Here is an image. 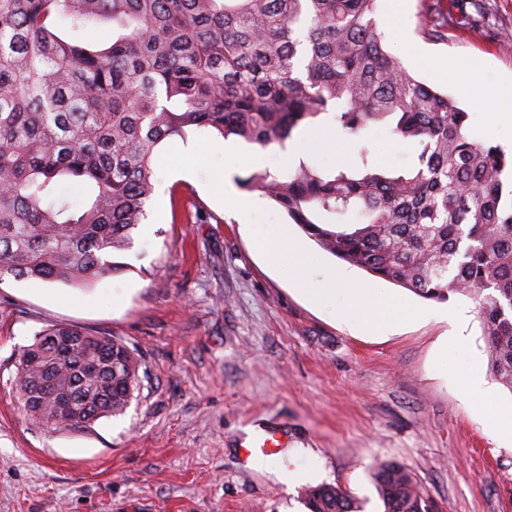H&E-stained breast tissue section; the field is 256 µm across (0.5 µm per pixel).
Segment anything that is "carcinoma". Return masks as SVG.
<instances>
[{
	"mask_svg": "<svg viewBox=\"0 0 512 512\" xmlns=\"http://www.w3.org/2000/svg\"><path fill=\"white\" fill-rule=\"evenodd\" d=\"M378 2L0 0V284L86 286L122 271L166 140L205 128L282 148L306 127L350 140L355 163L301 161L239 186L343 262L426 300L473 299L512 392V153L473 139L469 113L387 51ZM421 2L438 17L428 34L444 37L447 0ZM104 23L112 43L100 47L88 34ZM326 113L332 129L316 124ZM373 128L414 143L412 166L378 165ZM66 183L85 189L81 207ZM141 366L125 342L57 324L18 354L15 394L34 421L86 428L125 412ZM372 481L383 512H434L402 464ZM301 499L309 512H363L339 486Z\"/></svg>",
	"mask_w": 512,
	"mask_h": 512,
	"instance_id": "1",
	"label": "carcinoma"
}]
</instances>
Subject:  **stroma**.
<instances>
[{"label": "stroma", "mask_w": 512, "mask_h": 512, "mask_svg": "<svg viewBox=\"0 0 512 512\" xmlns=\"http://www.w3.org/2000/svg\"><path fill=\"white\" fill-rule=\"evenodd\" d=\"M457 3L464 15L441 41L424 36L420 0H381L378 26L417 79L470 113L472 138L511 149L512 0ZM487 57L477 99L470 72ZM367 139L382 165H411L412 144L380 128ZM228 145L239 177L289 163L279 148L191 130L162 149L127 270L84 287L0 284V512H307L298 486L249 467L237 443L253 423L287 428V468L319 465L321 482L365 512H381L371 472L385 461L405 466L440 512H512V439L493 436L464 393L470 365L499 415L512 414L476 303L425 300L358 268L359 282L392 298L397 333L356 328L357 308L313 304L258 244L287 226L316 284L335 258L261 193L244 215L225 199ZM455 309L464 322L451 321ZM54 324L138 350L124 414L65 430L24 414L17 356Z\"/></svg>", "instance_id": "stroma-1"}]
</instances>
